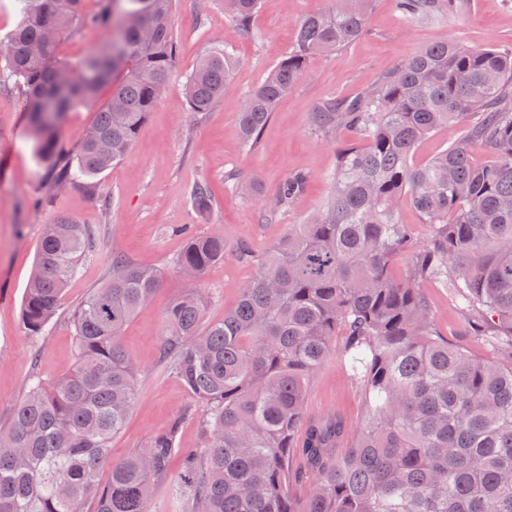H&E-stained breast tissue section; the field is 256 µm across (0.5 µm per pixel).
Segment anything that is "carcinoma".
I'll return each instance as SVG.
<instances>
[{
  "label": "carcinoma",
  "mask_w": 512,
  "mask_h": 512,
  "mask_svg": "<svg viewBox=\"0 0 512 512\" xmlns=\"http://www.w3.org/2000/svg\"><path fill=\"white\" fill-rule=\"evenodd\" d=\"M13 0L18 26L0 49V78L22 89L38 159L54 184L93 178L122 162L174 76L175 0ZM248 25L260 0H227ZM372 0H329L297 24L295 44L244 99L239 126L258 139L311 56L344 47L367 26ZM417 25L462 0H398ZM85 28L112 38L78 62L63 40ZM234 60L215 44L187 79L195 112L224 94ZM112 93L69 157L65 116ZM323 133L349 128L328 199L292 224L239 289L236 306L205 320L198 288L224 258V239L190 235L177 260L188 284L162 317L161 361L201 405L204 446L181 448L179 424L122 461L110 456L137 397L124 326L161 284V272L112 253V276L74 309L77 364L53 382L30 380L0 429V512H151L154 485L182 456V512H512V48L456 40L397 62L352 99L311 113ZM465 125L463 136L422 165L418 144ZM488 160L477 165L475 150ZM309 176L289 177L276 207ZM209 210L204 180L187 189ZM430 227L423 242L399 220L403 202ZM94 239L59 215L44 225L22 304L27 335H43ZM409 256L397 277V256ZM452 289L459 331L493 358L476 359L440 330L422 285ZM360 384L357 427L333 415L304 417L306 393L331 353ZM304 469L292 466L293 458ZM110 480L98 482L101 469Z\"/></svg>",
  "instance_id": "carcinoma-1"
}]
</instances>
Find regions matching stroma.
I'll use <instances>...</instances> for the list:
<instances>
[{"label": "stroma", "instance_id": "35a3bbf8", "mask_svg": "<svg viewBox=\"0 0 512 512\" xmlns=\"http://www.w3.org/2000/svg\"><path fill=\"white\" fill-rule=\"evenodd\" d=\"M464 2L458 15L442 14L407 29L397 0H372L364 34L328 56L311 58L297 88L277 103L257 142L248 145L239 132L245 95L293 48L297 21L327 0H262L242 30L236 29L225 0H177L176 78L141 127L129 157L87 183L57 189L34 153L24 94L12 83L0 86V428L25 397L32 375L51 380L74 367L71 314L110 275L112 253L120 250L159 269L163 283L121 333L136 366L137 399L124 429L112 439V457L120 460L147 448L175 423L180 446L199 447L200 407L160 360L162 315L185 287L175 261L188 234L220 236L226 244L223 259L202 277L206 318L222 320L235 306L239 288L254 277L258 259L289 225L303 223L329 196L337 151L354 137L344 129L329 136L314 129L311 114L320 101L354 96L375 85L398 60L431 44L457 39L476 48L512 45V0ZM217 43L237 65L223 97L209 111L196 112L184 85ZM301 171L310 176L303 193L292 207L266 219L281 184ZM197 180L207 181L212 194L205 213L187 197L188 186ZM244 182L254 184L252 195L239 193ZM58 215L93 226L96 235L45 333L32 338L23 328L22 302L43 226ZM242 242L253 259L237 257ZM425 294L449 342L488 357L486 348L459 335L448 290L429 283ZM336 411L354 426L364 417L360 387L332 355L311 381L306 414L316 418Z\"/></svg>", "mask_w": 512, "mask_h": 512}]
</instances>
